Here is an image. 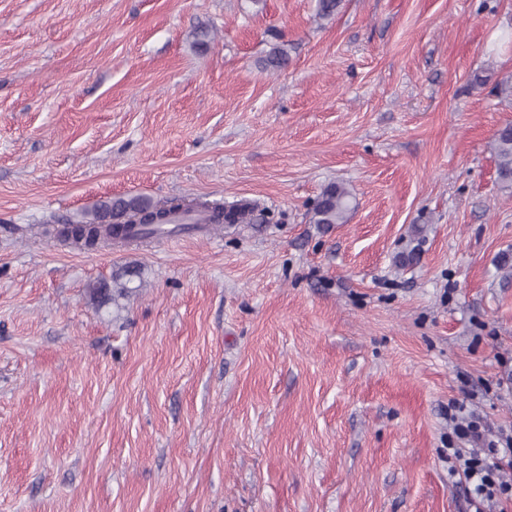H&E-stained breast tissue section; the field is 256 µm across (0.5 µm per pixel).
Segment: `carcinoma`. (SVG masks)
<instances>
[{
	"mask_svg": "<svg viewBox=\"0 0 512 512\" xmlns=\"http://www.w3.org/2000/svg\"><path fill=\"white\" fill-rule=\"evenodd\" d=\"M343 0H317V15L331 19L339 13ZM288 64V49L275 44L264 58L265 67L273 70ZM496 177L507 188L512 187V124L499 128L493 137ZM353 208L351 191L343 184L325 187L312 208L313 224H344ZM254 208L248 203L225 207L207 200L183 205L175 200L153 203L142 197H117L100 202L83 220L67 222L60 235L87 249L129 244L158 237L172 230L166 225L173 223L177 215L195 218L197 224H249L253 221ZM124 296L129 287L117 283L112 289L105 283L90 288L93 297L105 302L112 299V292Z\"/></svg>",
	"mask_w": 512,
	"mask_h": 512,
	"instance_id": "1",
	"label": "carcinoma"
}]
</instances>
